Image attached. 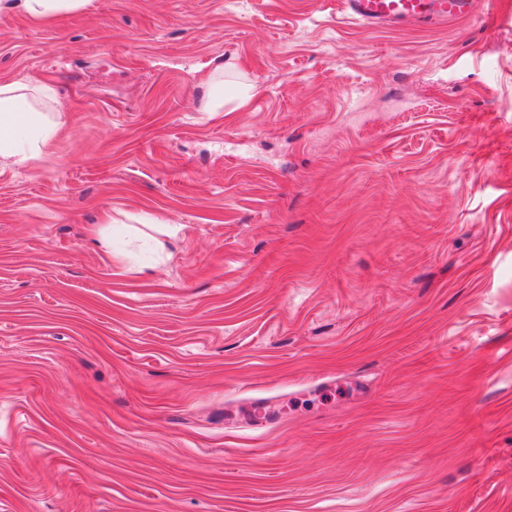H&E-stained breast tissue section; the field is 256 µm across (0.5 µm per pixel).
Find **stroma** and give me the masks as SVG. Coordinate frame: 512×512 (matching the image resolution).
<instances>
[{"instance_id":"35a3bbf8","label":"stroma","mask_w":512,"mask_h":512,"mask_svg":"<svg viewBox=\"0 0 512 512\" xmlns=\"http://www.w3.org/2000/svg\"><path fill=\"white\" fill-rule=\"evenodd\" d=\"M20 78L62 125L0 168V512H512V0L1 13ZM490 3L489 0H344L343 13L371 27L447 23L476 15Z\"/></svg>"}]
</instances>
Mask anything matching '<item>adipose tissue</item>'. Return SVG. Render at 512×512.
I'll list each match as a JSON object with an SVG mask.
<instances>
[{
	"label": "adipose tissue",
	"mask_w": 512,
	"mask_h": 512,
	"mask_svg": "<svg viewBox=\"0 0 512 512\" xmlns=\"http://www.w3.org/2000/svg\"><path fill=\"white\" fill-rule=\"evenodd\" d=\"M91 0H0V13L21 12L45 20L87 7ZM52 91L21 80L0 83V165H21L39 157L55 137L59 114L40 111Z\"/></svg>",
	"instance_id": "ef3b65f1"
}]
</instances>
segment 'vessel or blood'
<instances>
[{"label":"vessel or blood","instance_id":"b4317fda","mask_svg":"<svg viewBox=\"0 0 512 512\" xmlns=\"http://www.w3.org/2000/svg\"><path fill=\"white\" fill-rule=\"evenodd\" d=\"M489 0H343V13L365 25L445 23L484 10Z\"/></svg>","mask_w":512,"mask_h":512}]
</instances>
